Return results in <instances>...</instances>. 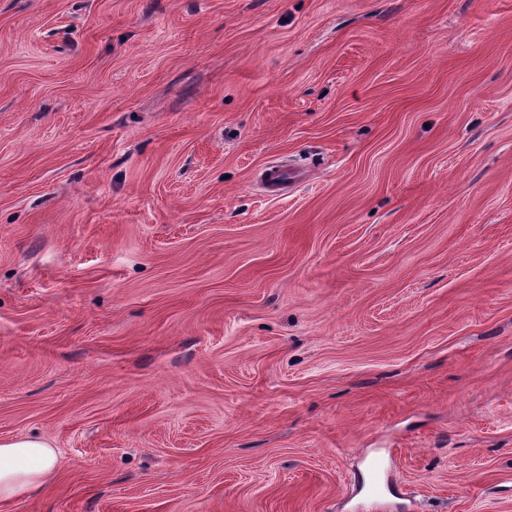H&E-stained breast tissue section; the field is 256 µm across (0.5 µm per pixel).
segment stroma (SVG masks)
Segmentation results:
<instances>
[{"instance_id": "stroma-1", "label": "stroma", "mask_w": 512, "mask_h": 512, "mask_svg": "<svg viewBox=\"0 0 512 512\" xmlns=\"http://www.w3.org/2000/svg\"><path fill=\"white\" fill-rule=\"evenodd\" d=\"M22 435L0 512H512V0H0ZM58 465L55 448L45 440L23 436L0 440V503L47 488Z\"/></svg>"}]
</instances>
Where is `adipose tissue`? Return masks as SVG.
Masks as SVG:
<instances>
[{"instance_id": "ef3b65f1", "label": "adipose tissue", "mask_w": 512, "mask_h": 512, "mask_svg": "<svg viewBox=\"0 0 512 512\" xmlns=\"http://www.w3.org/2000/svg\"><path fill=\"white\" fill-rule=\"evenodd\" d=\"M58 465L55 448L45 440L23 436L0 440V503L47 488Z\"/></svg>"}]
</instances>
